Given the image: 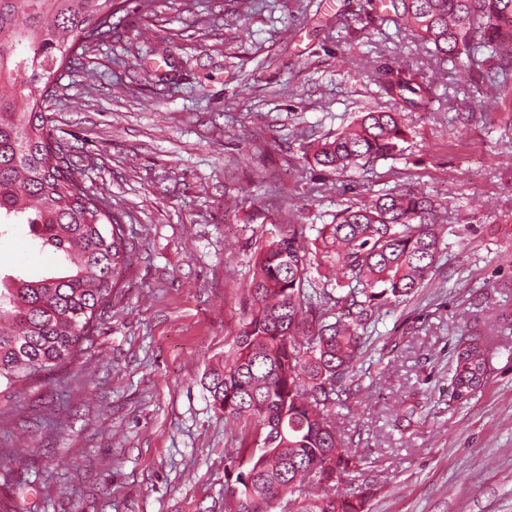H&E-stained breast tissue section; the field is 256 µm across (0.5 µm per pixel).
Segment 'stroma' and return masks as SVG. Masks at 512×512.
I'll return each mask as SVG.
<instances>
[{"mask_svg": "<svg viewBox=\"0 0 512 512\" xmlns=\"http://www.w3.org/2000/svg\"><path fill=\"white\" fill-rule=\"evenodd\" d=\"M112 33L48 105L87 193L120 218L133 262L70 364L0 395L9 512H187L224 491L233 432L202 385L236 336L274 225L315 238L337 211L398 187L459 204L434 273L368 329L359 393L336 426L364 459L346 488L370 512H512V92L470 98L378 0H115ZM430 83L402 108L399 155L344 176L307 142L389 111L390 72ZM27 225L0 279L65 268ZM490 374L453 399L459 339Z\"/></svg>", "mask_w": 512, "mask_h": 512, "instance_id": "obj_1", "label": "stroma"}]
</instances>
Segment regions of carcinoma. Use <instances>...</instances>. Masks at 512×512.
Here are the masks:
<instances>
[{"label": "carcinoma", "mask_w": 512, "mask_h": 512, "mask_svg": "<svg viewBox=\"0 0 512 512\" xmlns=\"http://www.w3.org/2000/svg\"><path fill=\"white\" fill-rule=\"evenodd\" d=\"M386 12L432 45L443 63L468 69L479 95L501 88L491 66L512 69V0H385ZM114 0H0V225L26 224L72 268L0 288V387L35 380L76 359L92 340L129 265L123 224L90 198L81 172L52 138L48 102L66 60L112 33ZM386 92L426 110L430 88L398 71ZM400 110H373L309 145L315 166L341 176L399 151ZM454 206L410 188L348 206L317 229L278 224L261 247L240 327L203 384L235 427L225 449L224 495L195 512H365L362 496L336 489L362 465L336 431L333 410L359 392L354 368L364 331L384 307L422 287L442 251L440 217ZM324 268L321 286L308 272ZM489 375L484 341L458 344L451 385L457 400Z\"/></svg>", "instance_id": "1"}]
</instances>
